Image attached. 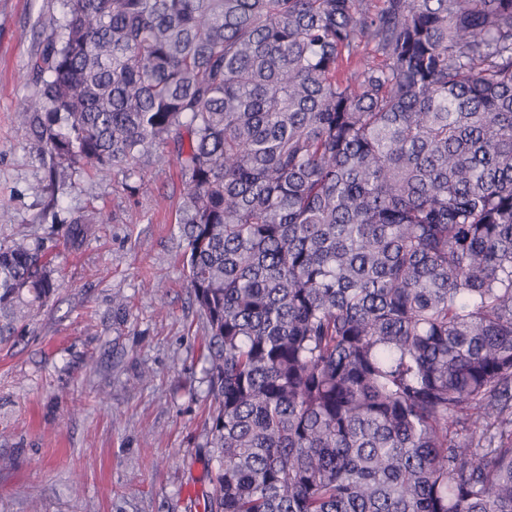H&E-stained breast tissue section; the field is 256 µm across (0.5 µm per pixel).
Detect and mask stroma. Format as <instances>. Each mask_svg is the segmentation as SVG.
<instances>
[{
    "label": "stroma",
    "mask_w": 512,
    "mask_h": 512,
    "mask_svg": "<svg viewBox=\"0 0 512 512\" xmlns=\"http://www.w3.org/2000/svg\"><path fill=\"white\" fill-rule=\"evenodd\" d=\"M64 21L60 0H0V245L42 247L59 280L0 345V512H203L213 399L176 153L53 185L17 119L28 62ZM90 208L97 233L71 251L63 221Z\"/></svg>",
    "instance_id": "stroma-1"
}]
</instances>
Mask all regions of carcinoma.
Returning <instances> with one entry per match:
<instances>
[{"mask_svg":"<svg viewBox=\"0 0 512 512\" xmlns=\"http://www.w3.org/2000/svg\"><path fill=\"white\" fill-rule=\"evenodd\" d=\"M62 5L18 118L58 175L177 149L204 512H512V0ZM55 288L0 247V343Z\"/></svg>","mask_w":512,"mask_h":512,"instance_id":"cac0c4a2","label":"carcinoma"}]
</instances>
